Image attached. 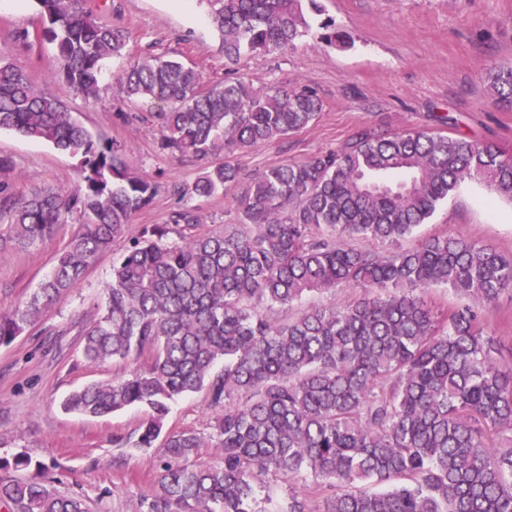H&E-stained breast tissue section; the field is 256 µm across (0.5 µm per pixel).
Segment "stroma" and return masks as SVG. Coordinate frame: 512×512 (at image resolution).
<instances>
[{
    "mask_svg": "<svg viewBox=\"0 0 512 512\" xmlns=\"http://www.w3.org/2000/svg\"><path fill=\"white\" fill-rule=\"evenodd\" d=\"M82 4L129 33L123 56L106 61L96 96L74 93L55 75L56 45L41 34L35 0H0V53L12 58L37 89L63 101L91 132L125 144L130 171L158 183L152 206L135 215L134 226L166 223L172 211L186 206L199 215L201 229L237 223L235 198L254 176L338 149L363 127L383 133L425 130L491 143L512 155V109L495 103L486 80L491 66L512 60V0H320L321 12H307L311 31L295 49L260 59L244 56L232 65L202 0H189L182 11L170 0ZM325 22L347 35V47L319 41ZM23 33L29 42L25 48L17 41ZM146 53L179 57L210 83L223 80L231 68L257 89L306 86L323 108L306 129L232 156L240 170L236 187L192 196L186 189L207 160H182L160 150L151 103L127 99L116 80ZM0 155L13 162L0 181L19 193L72 191L82 180L78 159L11 130H0ZM418 234L463 235L512 253V203L490 201L484 186L464 181ZM65 241L60 234L0 261V306L23 302L52 272ZM126 245V239H116L39 324L0 346V457L24 452L58 462L57 488L83 496L91 512H134L140 496L157 488L161 476V448L136 451L129 442L143 409L91 418L60 408L72 390L129 371L123 362L90 365L82 355L84 323L102 303L112 261ZM211 417L199 392L172 405L166 427L202 432Z\"/></svg>",
    "mask_w": 512,
    "mask_h": 512,
    "instance_id": "35a3bbf8",
    "label": "stroma"
}]
</instances>
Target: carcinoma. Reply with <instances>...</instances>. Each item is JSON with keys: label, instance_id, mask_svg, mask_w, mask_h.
Returning a JSON list of instances; mask_svg holds the SVG:
<instances>
[{"label": "carcinoma", "instance_id": "carcinoma-1", "mask_svg": "<svg viewBox=\"0 0 512 512\" xmlns=\"http://www.w3.org/2000/svg\"><path fill=\"white\" fill-rule=\"evenodd\" d=\"M305 1L318 9V0H205L229 63L295 48L310 30ZM37 2L59 74L95 95L125 31L80 0ZM118 80L128 98L161 106L162 150L214 157L187 190L199 197L237 182L231 156L307 128L322 110L308 87L261 92L242 77L207 86L166 55L134 61ZM487 80L495 102L511 107L512 64ZM0 129L77 156L82 168L74 192L26 195L0 182V214L10 218L0 258L81 217L51 274L25 302L0 308L1 346L128 239L84 327L83 356L124 361L130 373L77 389L62 407L87 417L146 410L133 447L163 439L162 475L136 512H512V347L488 319L512 290V255L446 234L384 253L347 243L412 237L465 180L512 203V156L449 135L363 127L336 151L253 178L236 198L237 224L203 232L184 207L135 231L158 185L129 172L122 145L95 137L2 54ZM338 288L360 295L288 315ZM433 289L455 304L436 309ZM202 391L215 411L209 434L164 432L171 404ZM202 448L211 461H194ZM53 468L24 452L0 458V504L90 512L56 488Z\"/></svg>", "mask_w": 512, "mask_h": 512}]
</instances>
